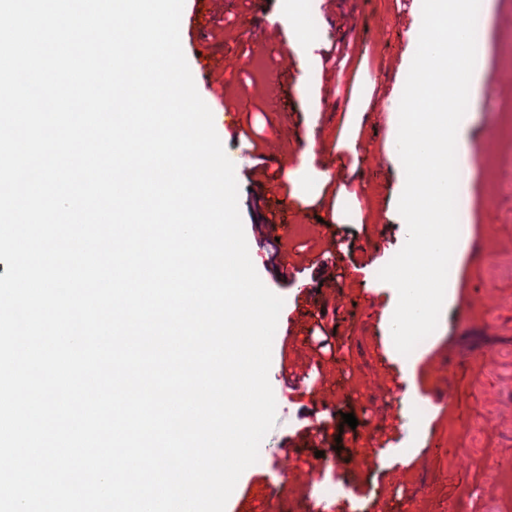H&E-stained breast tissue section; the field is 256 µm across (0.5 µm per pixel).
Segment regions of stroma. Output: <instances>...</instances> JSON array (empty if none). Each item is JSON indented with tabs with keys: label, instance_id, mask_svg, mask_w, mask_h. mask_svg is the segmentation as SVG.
<instances>
[{
	"label": "stroma",
	"instance_id": "obj_1",
	"mask_svg": "<svg viewBox=\"0 0 512 512\" xmlns=\"http://www.w3.org/2000/svg\"><path fill=\"white\" fill-rule=\"evenodd\" d=\"M307 0L301 27L288 17L287 0H265L254 11L249 0H223L200 26L185 31L181 42L196 88L207 105L215 95L235 106L240 117L251 118L255 131L277 141L279 153L294 158L288 166V189L277 182L261 185L248 178L253 155L243 153L225 128L223 114L214 126L235 167L238 207L250 254L263 284L284 300L272 343L269 380L276 400V420L263 439L258 462L241 475L230 504L246 501L251 512H308L319 500L318 486L295 490L277 460L289 449L294 463L303 464L323 451L328 463L327 484L341 487L331 499L337 512H441L455 498L458 512H512V499L490 478V468L512 461V27L500 18L512 13V0H490L488 27L482 47L483 75L489 84L470 101L465 129L472 164L470 179L457 203L459 229L469 236L457 249L449 276L454 296L444 305L437 329L410 355L394 347L389 311L397 302L395 289L378 280V271L401 249L407 238L397 209L405 177L386 157L394 146L393 131H379L366 113L380 94L369 75L388 57L408 72L421 26V2L411 0ZM271 22L283 36L297 81L290 92L292 111L265 80L237 69L224 75L223 88L209 87L207 61L231 54L246 57L256 30ZM337 46L346 57L340 67H323L324 48ZM304 128L309 143L278 140L280 126ZM493 142L495 153L484 152ZM351 157L357 168L355 194L339 195L334 204L320 203L329 183L315 157L321 153ZM289 208L309 205L302 217L304 232L286 240L282 264L294 265L324 249L328 238L339 244V264L349 276L339 289L313 286L309 273H292L278 282L259 253L254 227L267 223L272 203ZM310 300L331 297L343 302L337 332L341 349L335 359L312 364L306 337L311 318L296 304L298 289ZM493 297L491 311L476 298ZM448 364L447 380H439L435 365ZM306 368L310 380L286 385L285 369ZM356 373L355 395L324 403L328 381L346 367ZM405 390L392 394L394 382ZM342 424L354 414L358 425L346 429L342 441L308 447L298 432L300 416ZM395 432L378 450L374 466L362 467L358 451L368 436L384 424Z\"/></svg>",
	"mask_w": 512,
	"mask_h": 512
}]
</instances>
